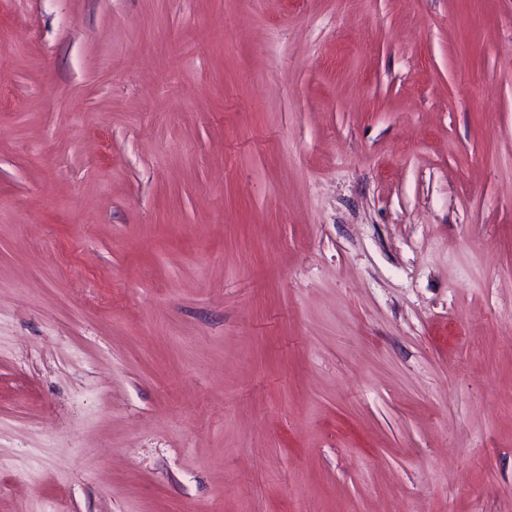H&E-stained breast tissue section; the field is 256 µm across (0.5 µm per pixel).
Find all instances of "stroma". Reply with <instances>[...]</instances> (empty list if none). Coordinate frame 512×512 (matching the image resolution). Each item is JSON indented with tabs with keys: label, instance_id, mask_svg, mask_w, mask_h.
<instances>
[{
	"label": "stroma",
	"instance_id": "35a3bbf8",
	"mask_svg": "<svg viewBox=\"0 0 512 512\" xmlns=\"http://www.w3.org/2000/svg\"><path fill=\"white\" fill-rule=\"evenodd\" d=\"M0 512H512V0H0Z\"/></svg>",
	"mask_w": 512,
	"mask_h": 512
}]
</instances>
